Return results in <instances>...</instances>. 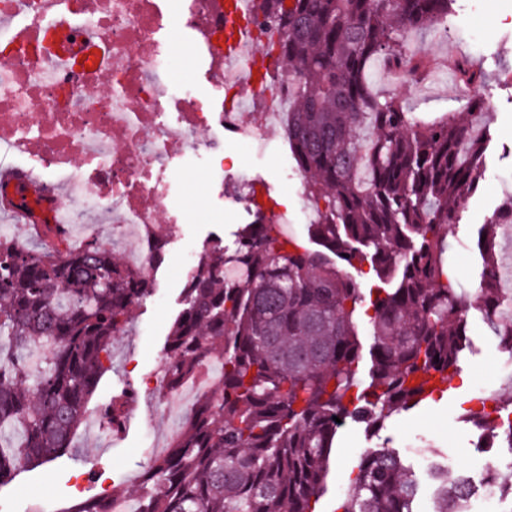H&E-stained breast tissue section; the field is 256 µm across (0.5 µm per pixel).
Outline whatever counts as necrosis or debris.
Returning <instances> with one entry per match:
<instances>
[{"mask_svg": "<svg viewBox=\"0 0 512 512\" xmlns=\"http://www.w3.org/2000/svg\"><path fill=\"white\" fill-rule=\"evenodd\" d=\"M162 0H0V152L23 153L62 177L68 224L111 216L113 238L139 231L129 266L149 274L154 226L181 221L168 204L173 174L189 164L224 180V138L240 131L238 93L261 63L256 29L245 30L239 64L225 59L228 21L222 0H179L177 17ZM208 62L210 95L176 80L181 36ZM108 82L107 94L91 85ZM288 77L264 88L246 138L261 143L266 126L287 123ZM231 108H221L225 98Z\"/></svg>", "mask_w": 512, "mask_h": 512, "instance_id": "necrosis-or-debris-1", "label": "necrosis or debris"}]
</instances>
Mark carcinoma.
I'll return each instance as SVG.
<instances>
[{
    "instance_id": "obj_1",
    "label": "carcinoma",
    "mask_w": 512,
    "mask_h": 512,
    "mask_svg": "<svg viewBox=\"0 0 512 512\" xmlns=\"http://www.w3.org/2000/svg\"><path fill=\"white\" fill-rule=\"evenodd\" d=\"M260 30L280 34L294 101L288 146L315 204L311 250L285 234L250 187L253 220L232 244L203 245L167 336L174 382L220 366L218 384L192 408L169 451L137 490L135 512H314L327 491L329 459L347 417L367 428L410 410L439 389L471 348L468 321L447 257V226L485 176L490 142L483 74L450 69L474 89L470 121L421 116L372 92L382 59L418 81L426 59L407 55L405 34L448 18L454 0H251ZM35 249L0 233V485L72 447L110 360L112 337L153 284L92 239ZM497 223L481 225L479 310L499 341L512 337V294L497 280ZM385 287L365 301L360 278ZM369 303L367 384L354 365L356 314ZM51 357L34 372L30 352ZM439 360H434V357ZM131 394L99 410L114 428ZM479 419L488 441L512 448V409ZM431 512H469L470 483L434 470ZM419 483L393 449L360 457L342 512H416Z\"/></svg>"
}]
</instances>
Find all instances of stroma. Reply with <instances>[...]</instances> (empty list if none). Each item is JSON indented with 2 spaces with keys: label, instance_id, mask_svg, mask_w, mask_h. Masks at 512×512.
Segmentation results:
<instances>
[{
  "label": "stroma",
  "instance_id": "1",
  "mask_svg": "<svg viewBox=\"0 0 512 512\" xmlns=\"http://www.w3.org/2000/svg\"><path fill=\"white\" fill-rule=\"evenodd\" d=\"M409 47H421L437 67L426 83L412 89H395L385 64L374 67V91H397L410 111L445 112L455 109L471 93L470 87L452 80L447 64L465 57L486 74L482 90L492 115V141L486 152L487 173L472 196L460 223L448 227V257L462 290H469L479 259L477 231L500 202L512 195V0H455L443 23L411 31ZM288 152L282 132H266L264 150L230 140L224 147V184L215 186L203 173L183 170L181 189L173 201L183 223L173 225L161 261L150 278L154 294L133 309L131 321L112 343L111 368L94 393L88 413L72 448L55 461L18 472L0 487V512H63L64 508L99 494H126L141 480L160 449L168 447L173 421L147 392L146 383L163 369L164 346L181 309L185 279L181 266L186 253L200 251L210 239L232 241L239 225L251 220L233 197L243 179H251L264 197L288 213V232L309 243V221L300 213L304 187L287 177L283 160ZM470 353L459 361L441 392L432 400L388 419L376 432L354 423L339 428L332 451L328 492L316 504V512H340L347 489L355 477L361 455L382 445L403 449L416 444L410 460L424 496L435 483L432 464L449 476L466 473L480 484L485 460H492L505 481H512V448L500 443L487 457L477 454L482 431L471 412L483 405L512 399V357L503 353L499 339L476 309L468 311ZM135 394L126 406L120 431L104 430L98 409L110 404L122 391Z\"/></svg>",
  "mask_w": 512,
  "mask_h": 512
}]
</instances>
